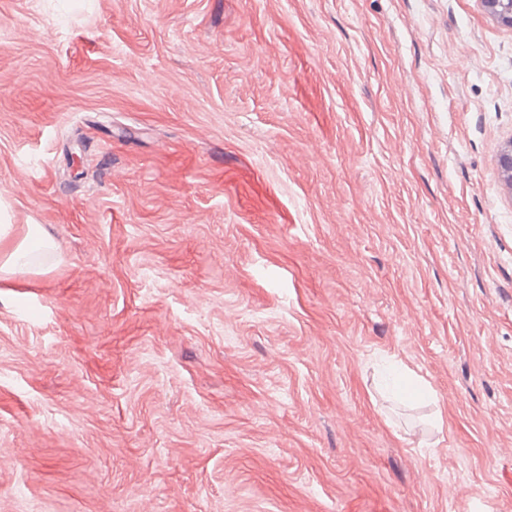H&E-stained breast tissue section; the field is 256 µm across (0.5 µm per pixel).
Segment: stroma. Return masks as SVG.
<instances>
[{"mask_svg":"<svg viewBox=\"0 0 512 512\" xmlns=\"http://www.w3.org/2000/svg\"><path fill=\"white\" fill-rule=\"evenodd\" d=\"M510 142L484 0H0V512H512ZM26 239L17 245L12 246L8 254L6 252L7 257L5 261L0 265V274L3 273L15 276L26 275L32 272V270H30L25 263L20 262V259L28 254L26 249Z\"/></svg>","mask_w":512,"mask_h":512,"instance_id":"1","label":"stroma"}]
</instances>
